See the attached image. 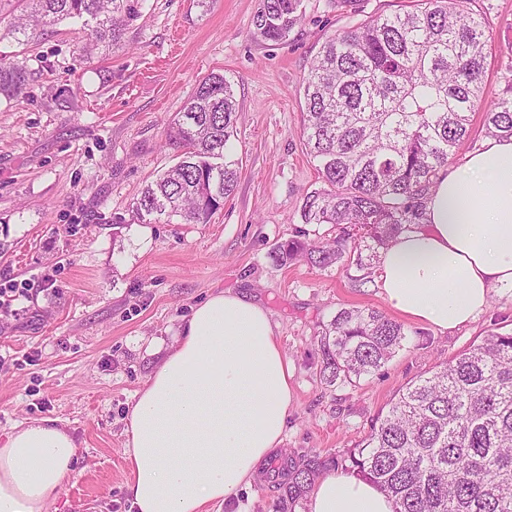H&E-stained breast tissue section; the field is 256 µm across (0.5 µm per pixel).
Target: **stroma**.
<instances>
[{"instance_id": "obj_1", "label": "stroma", "mask_w": 512, "mask_h": 512, "mask_svg": "<svg viewBox=\"0 0 512 512\" xmlns=\"http://www.w3.org/2000/svg\"><path fill=\"white\" fill-rule=\"evenodd\" d=\"M260 0H143L121 46L82 58L78 26L64 21L0 58L25 60L27 96L0 99V289L20 288L0 317V436L50 418L77 458L48 512H133L125 420L136 391L193 308L231 290L269 312L293 369L283 449L335 453L365 438L412 379L489 333L512 332V288L494 289L470 323L442 331L403 320L404 347L359 383L327 385L317 338L336 310L386 311L376 282L341 268L279 266L273 248L330 224H301L303 194L318 185L301 137L299 89L326 36L352 23L334 0H304L288 40L255 33ZM487 11V94L512 73V0ZM224 74L239 106L229 156L240 177L205 224L133 218L147 182L172 167L168 125L202 78Z\"/></svg>"}]
</instances>
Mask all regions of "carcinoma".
I'll return each instance as SVG.
<instances>
[{"instance_id": "cac0c4a2", "label": "carcinoma", "mask_w": 512, "mask_h": 512, "mask_svg": "<svg viewBox=\"0 0 512 512\" xmlns=\"http://www.w3.org/2000/svg\"><path fill=\"white\" fill-rule=\"evenodd\" d=\"M139 0H22L8 32L72 19L82 23L80 51L121 42ZM470 0H409L328 36L303 80L302 140L318 162L321 185L299 207L303 224H333L326 242L289 239L270 253L286 266L303 259L341 266L368 279L379 251L421 223L427 196L483 113L489 137H512V78L486 99L487 18ZM304 0H262L256 33L283 42L300 23ZM27 94L23 62L0 58V96ZM232 84L202 79L169 128L179 161L146 185L138 218L203 224L230 196L239 166L224 152L237 123ZM406 339L382 312L342 307L319 339L326 384H353L379 372ZM344 470L379 488L394 512H512V334L480 343L419 376L353 448L335 455L302 452L271 460L272 512H295L324 473Z\"/></svg>"}]
</instances>
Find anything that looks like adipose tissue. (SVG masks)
Listing matches in <instances>:
<instances>
[{
	"mask_svg": "<svg viewBox=\"0 0 512 512\" xmlns=\"http://www.w3.org/2000/svg\"><path fill=\"white\" fill-rule=\"evenodd\" d=\"M394 312L441 330L463 325L512 287V138L439 178L421 224L399 234L377 267ZM292 369L269 312L223 291L197 305L138 392L127 419L126 493L137 512H209L256 481L282 446ZM76 456L53 419L0 444V512H47ZM308 512H394L374 485L321 477Z\"/></svg>",
	"mask_w": 512,
	"mask_h": 512,
	"instance_id": "adipose-tissue-1",
	"label": "adipose tissue"
}]
</instances>
